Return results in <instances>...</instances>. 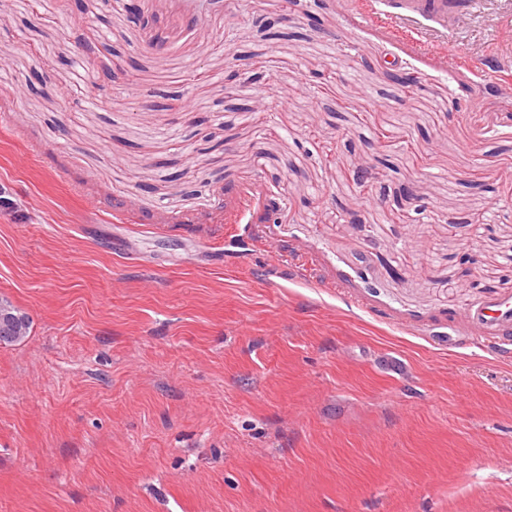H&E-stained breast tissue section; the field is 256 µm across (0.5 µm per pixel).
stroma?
Returning <instances> with one entry per match:
<instances>
[{
  "instance_id": "35a3bbf8",
  "label": "stroma",
  "mask_w": 512,
  "mask_h": 512,
  "mask_svg": "<svg viewBox=\"0 0 512 512\" xmlns=\"http://www.w3.org/2000/svg\"><path fill=\"white\" fill-rule=\"evenodd\" d=\"M139 4L0 0V512H512V0ZM400 1L404 15L423 17L444 29L454 27L464 16L473 12L478 0H394ZM11 311L2 310L0 314V345L9 346L21 341L29 334L30 319L26 313L21 312L8 299L2 298ZM9 314L5 317V314ZM472 318L487 329L484 336L489 342L495 344H508L512 341V303L509 300L496 299L477 308ZM511 337V338H510Z\"/></svg>"
}]
</instances>
